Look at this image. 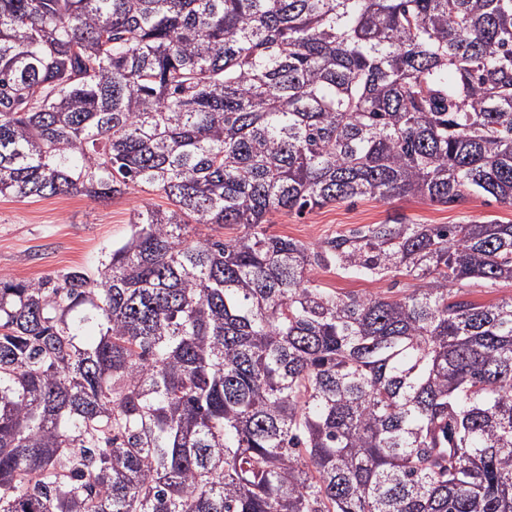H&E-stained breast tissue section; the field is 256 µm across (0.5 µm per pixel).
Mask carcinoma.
I'll list each match as a JSON object with an SVG mask.
<instances>
[{
  "instance_id": "cac0c4a2",
  "label": "carcinoma",
  "mask_w": 512,
  "mask_h": 512,
  "mask_svg": "<svg viewBox=\"0 0 512 512\" xmlns=\"http://www.w3.org/2000/svg\"><path fill=\"white\" fill-rule=\"evenodd\" d=\"M135 186L97 277H0V512H512V222L262 230L511 208L512 0H0V196ZM396 214L403 215L412 224H463L492 218L512 221V208L492 197L473 198L457 207L406 199L377 202L366 198L354 203L329 204L302 216L274 212L267 216L269 221L264 226L268 234L288 235L314 244L336 231H349L363 224H382ZM315 276L325 288H331L339 293H382L385 295H395L398 288H402V284L406 280L398 278L401 283L393 286L392 279H384L374 281L371 279H359L354 277H346L336 275L333 271L317 270ZM392 288V289H391ZM463 291L467 292L464 297L468 300L476 301L479 303H489L512 295V283L502 282L494 288L471 286L463 288Z\"/></svg>"
}]
</instances>
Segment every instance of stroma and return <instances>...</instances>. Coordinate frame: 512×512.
Listing matches in <instances>:
<instances>
[{
    "mask_svg": "<svg viewBox=\"0 0 512 512\" xmlns=\"http://www.w3.org/2000/svg\"><path fill=\"white\" fill-rule=\"evenodd\" d=\"M168 207L160 192L135 187L108 201L86 196L19 199L0 197V274L15 280L37 279L80 267L96 272L113 245L130 233L136 209ZM414 224H461L496 218L512 221V208L494 198H474L457 207L394 199L329 204L304 215L275 212L266 230L306 243L395 215Z\"/></svg>",
    "mask_w": 512,
    "mask_h": 512,
    "instance_id": "stroma-1",
    "label": "stroma"
}]
</instances>
